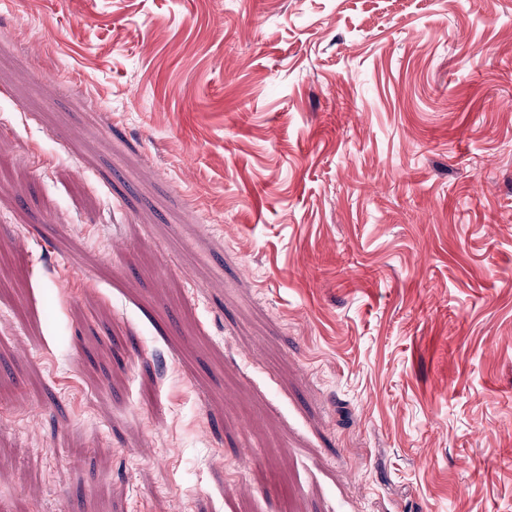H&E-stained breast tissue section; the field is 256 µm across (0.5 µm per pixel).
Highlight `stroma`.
I'll return each mask as SVG.
<instances>
[{
	"label": "stroma",
	"instance_id": "obj_1",
	"mask_svg": "<svg viewBox=\"0 0 512 512\" xmlns=\"http://www.w3.org/2000/svg\"><path fill=\"white\" fill-rule=\"evenodd\" d=\"M0 149L11 512H512V0H0Z\"/></svg>",
	"mask_w": 512,
	"mask_h": 512
}]
</instances>
